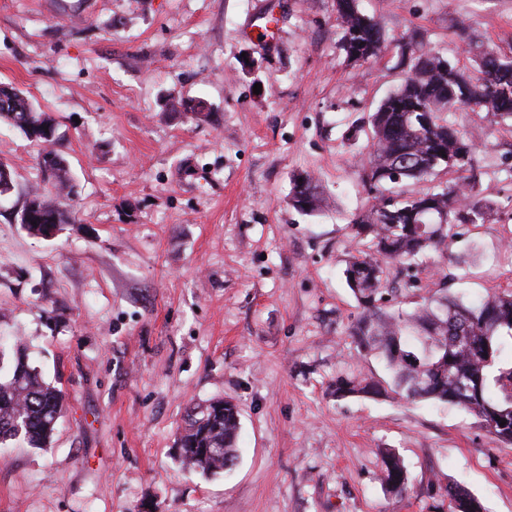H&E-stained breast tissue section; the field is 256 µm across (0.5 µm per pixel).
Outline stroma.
Instances as JSON below:
<instances>
[{"label": "stroma", "mask_w": 512, "mask_h": 512, "mask_svg": "<svg viewBox=\"0 0 512 512\" xmlns=\"http://www.w3.org/2000/svg\"><path fill=\"white\" fill-rule=\"evenodd\" d=\"M388 38L412 31L470 65L467 44L512 50V0H362ZM334 0H0V83L57 127L77 187L52 238L15 219L41 183V145L0 121V337L23 347L67 405L48 447H0V512H448L466 486L512 512V446L472 414L431 402L336 399L357 359L345 283L367 116L400 84L396 49L354 65ZM203 102L205 117L186 112ZM481 131L483 196L512 195V130ZM325 205L294 209V177ZM512 215L448 230L416 270L478 300L512 289ZM240 410L238 460L183 466L189 405ZM407 470L384 485L381 451Z\"/></svg>", "instance_id": "stroma-1"}]
</instances>
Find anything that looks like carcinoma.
Here are the masks:
<instances>
[{
  "label": "carcinoma",
  "mask_w": 512,
  "mask_h": 512,
  "mask_svg": "<svg viewBox=\"0 0 512 512\" xmlns=\"http://www.w3.org/2000/svg\"><path fill=\"white\" fill-rule=\"evenodd\" d=\"M341 49L354 64L378 57L388 48L374 18L358 0H336ZM405 74L400 86L377 106L367 121L368 165L363 185L372 204L352 219L355 251L344 270L345 281L360 307L349 336L359 354L381 357L390 382L366 376L338 375L329 394L338 399L377 397L392 391L407 402L437 401L476 416L498 442L512 445V366H499L512 339V292H490L475 302L438 288L414 311L395 306L399 289L389 266L414 271L431 251L448 247V227L484 224L499 207L481 196L475 173L478 144L448 119L461 108L484 112L496 123L512 121V56L493 48L473 55L471 67L452 64L411 33L396 42ZM31 136L52 124L18 89L0 84V121ZM441 171L458 181H435ZM425 184L417 193L406 182ZM69 170L52 173L43 187L30 189L22 208L29 211L34 235H45L52 219L63 220ZM292 206L319 209L318 180H294ZM64 394L44 381L17 348L7 376H0V446L21 439L44 448L60 418ZM506 424H501V421ZM240 430L235 404L213 399L186 413L177 444L181 461L216 475L237 460ZM383 481L401 494L407 473L396 453L384 454ZM477 498L464 486H448V510Z\"/></svg>",
  "instance_id": "obj_1"
}]
</instances>
